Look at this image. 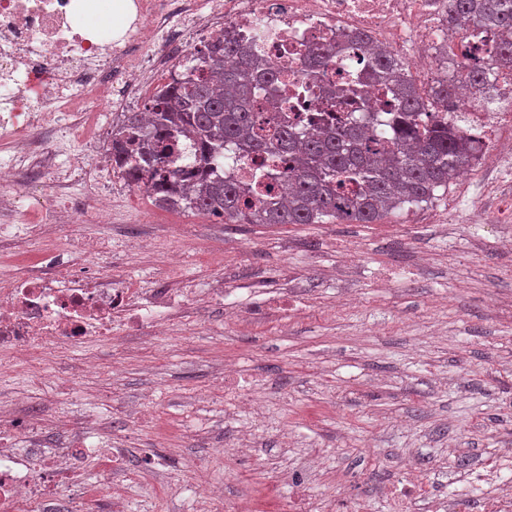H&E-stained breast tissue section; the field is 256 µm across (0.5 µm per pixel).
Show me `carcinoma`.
<instances>
[{
  "label": "carcinoma",
  "instance_id": "obj_1",
  "mask_svg": "<svg viewBox=\"0 0 512 512\" xmlns=\"http://www.w3.org/2000/svg\"><path fill=\"white\" fill-rule=\"evenodd\" d=\"M448 27L457 36L498 29L501 42L491 66L512 69V0H448ZM196 60L153 92L146 111L126 113L112 131V156L121 177L159 204L226 224H376L407 205L428 204L472 166L478 147L453 125L429 123L422 115L448 108V98L464 85L484 106L496 102V85L481 65L447 72L425 90L403 64L374 52L377 81L392 83L394 141L343 116L334 129L311 118L301 130L285 124L266 130L257 125L252 103L268 93L281 71L221 35ZM187 136L195 144L196 164L173 168L171 158ZM229 146L288 161V199L280 201L269 182L268 197L261 200L212 177L211 163Z\"/></svg>",
  "mask_w": 512,
  "mask_h": 512
}]
</instances>
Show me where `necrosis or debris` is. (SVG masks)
<instances>
[{
  "label": "necrosis or debris",
  "mask_w": 512,
  "mask_h": 512,
  "mask_svg": "<svg viewBox=\"0 0 512 512\" xmlns=\"http://www.w3.org/2000/svg\"><path fill=\"white\" fill-rule=\"evenodd\" d=\"M113 0H0V244L14 252L0 259V366L18 365L49 375L53 355L92 340L112 342L133 332L171 330L198 302L230 300L234 289H146L112 273V242L101 237L78 251L60 248L59 232L79 224H106L109 203L97 193L89 208L63 201L60 174H85L102 130L118 126L142 98L146 85L169 75L159 51L172 34L202 46L224 32L288 73L289 88H302V111L255 105L275 123L281 116L334 117L345 111L391 130L386 91L370 76L356 43L402 60L417 84L446 66L488 62L498 37L489 30L473 39L448 29V0H133L135 13L121 27H88L91 16L111 12ZM316 44L330 47L325 72L344 78L350 91L341 104L306 85L307 56ZM505 103L499 112L473 108L462 88L440 118L457 124L495 157H512V71L497 75ZM214 173L253 187L258 181L286 189L277 165L228 149ZM38 251H30L29 241ZM84 423L61 447L41 443L42 420L19 417L0 405V512H98L107 497L122 512L125 484L118 465L124 449L92 440ZM97 457L94 483L83 463Z\"/></svg>",
  "instance_id": "necrosis-or-debris-1"
}]
</instances>
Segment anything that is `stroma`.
Returning a JSON list of instances; mask_svg holds the SVG:
<instances>
[{"label":"stroma","mask_w":512,"mask_h":512,"mask_svg":"<svg viewBox=\"0 0 512 512\" xmlns=\"http://www.w3.org/2000/svg\"><path fill=\"white\" fill-rule=\"evenodd\" d=\"M474 194L483 214L462 209L442 227L449 198ZM509 203L512 161L377 224L217 225L114 187L111 223L79 225L64 244L111 237L119 273L156 288L151 255L136 249L150 240L181 252L183 277L291 291L297 309L251 322L201 304L179 336L122 337L125 366L101 400L85 401L73 385L85 357L110 369L104 343L76 350L43 383L19 367L0 372V397L39 404L47 445L92 414L101 440L126 439L121 469L138 479L125 512H196L186 472L199 459L233 499L264 502L273 489L288 499L289 474L314 459V506L399 512L381 489L408 452L429 501L490 498L512 478V248L495 225ZM353 245L358 256L345 260ZM398 269L408 278L382 283L381 273ZM228 360L261 391V409L225 399L216 371ZM245 433L244 454H221ZM147 448L177 454L144 480Z\"/></svg>","instance_id":"stroma-1"}]
</instances>
